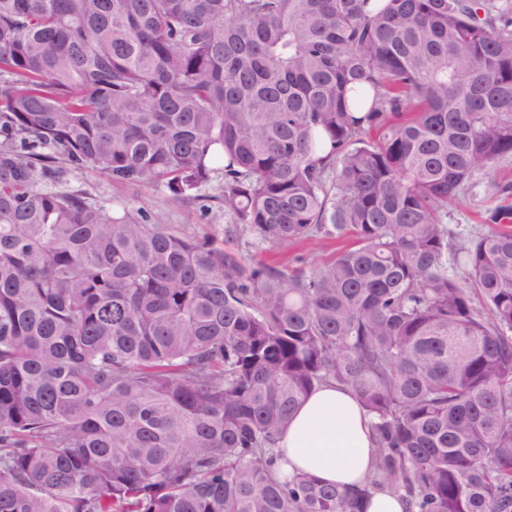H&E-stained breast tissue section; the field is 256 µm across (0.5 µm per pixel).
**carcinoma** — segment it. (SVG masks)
<instances>
[{"label":"carcinoma","instance_id":"obj_1","mask_svg":"<svg viewBox=\"0 0 512 512\" xmlns=\"http://www.w3.org/2000/svg\"><path fill=\"white\" fill-rule=\"evenodd\" d=\"M507 157L512 0H0V512H512V209L441 216ZM85 169L353 243L251 265ZM328 382L372 417L351 491L279 476ZM361 508L365 512H404V502L388 492H376L366 499Z\"/></svg>","mask_w":512,"mask_h":512}]
</instances>
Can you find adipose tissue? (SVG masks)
Returning a JSON list of instances; mask_svg holds the SVG:
<instances>
[{
  "instance_id": "adipose-tissue-1",
  "label": "adipose tissue",
  "mask_w": 512,
  "mask_h": 512,
  "mask_svg": "<svg viewBox=\"0 0 512 512\" xmlns=\"http://www.w3.org/2000/svg\"><path fill=\"white\" fill-rule=\"evenodd\" d=\"M371 425L350 390L316 388L295 409L278 442L285 471L297 469L343 489L361 486L371 467Z\"/></svg>"
}]
</instances>
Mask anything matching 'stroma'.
<instances>
[{
	"mask_svg": "<svg viewBox=\"0 0 512 512\" xmlns=\"http://www.w3.org/2000/svg\"><path fill=\"white\" fill-rule=\"evenodd\" d=\"M67 181L71 188L85 191L94 202L114 205L124 201L130 209L146 210L161 223L172 225L184 234L212 236L251 263L293 268L302 259L307 268L312 269L348 245L344 239L325 238L279 248L256 244L247 235L235 232L229 215L225 214L218 200L223 185L219 175L202 190L198 200L177 208L169 206L162 187L152 184L121 185L93 170L68 173ZM498 206H512V158L500 160L490 170L478 173L469 189L458 200L449 203L444 222L462 235L476 234L485 228L487 210Z\"/></svg>",
	"mask_w": 512,
	"mask_h": 512,
	"instance_id": "1",
	"label": "stroma"
}]
</instances>
